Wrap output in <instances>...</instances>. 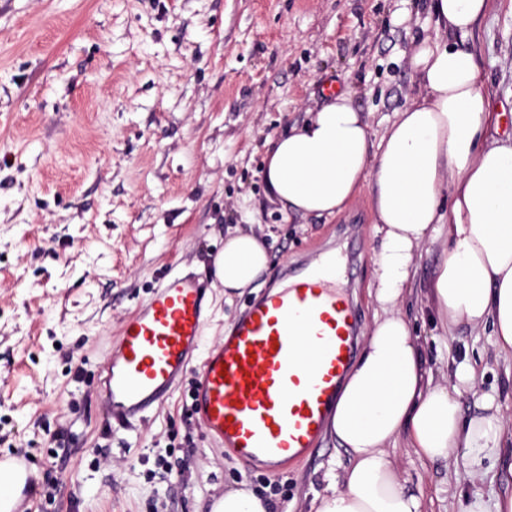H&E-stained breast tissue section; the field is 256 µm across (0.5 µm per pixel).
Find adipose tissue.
Instances as JSON below:
<instances>
[{
	"instance_id": "ef3b65f1",
	"label": "adipose tissue",
	"mask_w": 512,
	"mask_h": 512,
	"mask_svg": "<svg viewBox=\"0 0 512 512\" xmlns=\"http://www.w3.org/2000/svg\"><path fill=\"white\" fill-rule=\"evenodd\" d=\"M427 8L437 35L414 44L418 91L381 137L345 90L266 142L263 176L283 212L335 217L366 186L378 222L374 326L325 425L351 466L316 512H422L390 458L399 437L419 457L459 462L475 475L512 443L499 394H482L477 414L463 417L458 396L476 382L469 362L455 364L447 384L430 386L399 310L421 249L447 230L448 253L429 286L442 326L490 330L497 354L512 358V136L495 137L501 115L464 45L490 0H429ZM267 264L259 239L238 229L225 238L214 274L230 295Z\"/></svg>"
}]
</instances>
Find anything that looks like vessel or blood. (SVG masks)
<instances>
[{
	"mask_svg": "<svg viewBox=\"0 0 512 512\" xmlns=\"http://www.w3.org/2000/svg\"><path fill=\"white\" fill-rule=\"evenodd\" d=\"M206 319L205 287L165 275L122 322L101 368L108 417L118 424L144 418L172 395L197 356L191 407L214 440L273 474L305 459L357 352L358 314L336 285L335 254L289 272L207 349Z\"/></svg>",
	"mask_w": 512,
	"mask_h": 512,
	"instance_id": "1",
	"label": "vessel or blood"
}]
</instances>
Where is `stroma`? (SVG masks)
Returning a JSON list of instances; mask_svg holds the SVG:
<instances>
[{
  "instance_id": "stroma-1",
  "label": "stroma",
  "mask_w": 512,
  "mask_h": 512,
  "mask_svg": "<svg viewBox=\"0 0 512 512\" xmlns=\"http://www.w3.org/2000/svg\"><path fill=\"white\" fill-rule=\"evenodd\" d=\"M433 34L423 0H0V453L31 461L17 512H209L235 488L269 497L273 512H315L350 465L335 438L273 476L209 437L192 377L119 428L98 376L122 321L166 273L205 283L209 347L248 300L330 246L370 335L379 238L368 192L333 218L285 215L261 176L264 143L325 103L330 79L382 135L415 92L413 37ZM468 45L493 110H511L512 0H492ZM235 227L269 263L228 298L212 269ZM445 249L441 236L423 250L402 314L435 380L475 366L464 416L494 390L512 417L489 331L448 334L431 319L426 291ZM391 454L425 512L476 500L493 512L512 491V447L477 478L402 445Z\"/></svg>"
}]
</instances>
